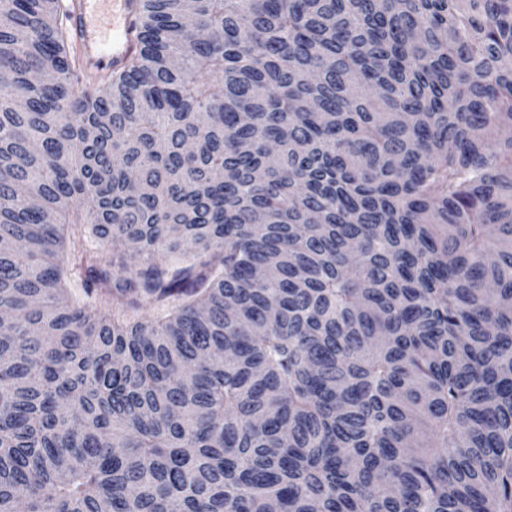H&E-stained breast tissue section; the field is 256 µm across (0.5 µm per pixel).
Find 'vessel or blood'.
<instances>
[{"mask_svg": "<svg viewBox=\"0 0 512 512\" xmlns=\"http://www.w3.org/2000/svg\"><path fill=\"white\" fill-rule=\"evenodd\" d=\"M142 0H71L68 35L84 73H117L140 49Z\"/></svg>", "mask_w": 512, "mask_h": 512, "instance_id": "obj_1", "label": "vessel or blood"}]
</instances>
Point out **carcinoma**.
I'll use <instances>...</instances> for the list:
<instances>
[{"label":"carcinoma","mask_w":512,"mask_h":512,"mask_svg":"<svg viewBox=\"0 0 512 512\" xmlns=\"http://www.w3.org/2000/svg\"><path fill=\"white\" fill-rule=\"evenodd\" d=\"M68 10L0 0V512H512V0H143L93 87ZM82 235L83 237L80 238V241H78L76 245V254L79 251L88 250L112 258V251L121 249V245L112 244L111 237H99L91 234L85 235L84 232H82Z\"/></svg>","instance_id":"carcinoma-1"}]
</instances>
